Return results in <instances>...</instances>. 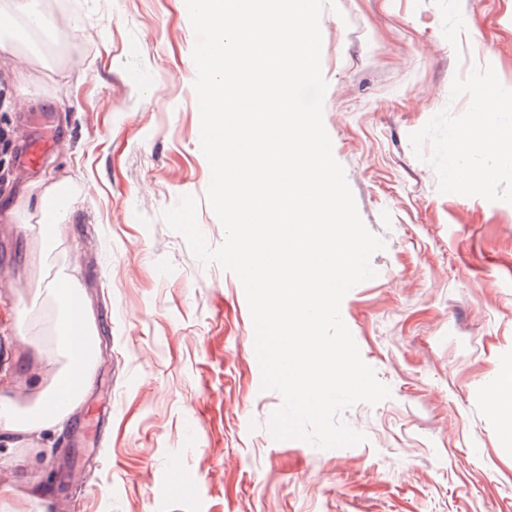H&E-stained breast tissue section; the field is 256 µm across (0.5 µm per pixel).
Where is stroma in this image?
Listing matches in <instances>:
<instances>
[{"instance_id":"1","label":"stroma","mask_w":512,"mask_h":512,"mask_svg":"<svg viewBox=\"0 0 512 512\" xmlns=\"http://www.w3.org/2000/svg\"><path fill=\"white\" fill-rule=\"evenodd\" d=\"M336 4L323 123L386 242L341 304L390 389L343 414L364 442L265 435L283 399L261 387L243 285L162 218L193 196L208 245L224 240L185 0H65L71 34L22 87L0 62V200L61 182L73 213L45 248L0 209V386L34 405L46 357L64 364L46 286L62 266L96 315L95 383L62 427L0 441V486L21 459L44 488L0 512H512V151L452 143L485 136L482 99H512V0ZM25 137L57 146L22 177Z\"/></svg>"}]
</instances>
